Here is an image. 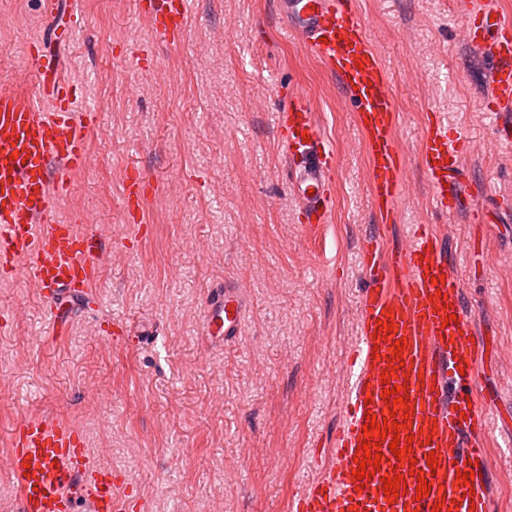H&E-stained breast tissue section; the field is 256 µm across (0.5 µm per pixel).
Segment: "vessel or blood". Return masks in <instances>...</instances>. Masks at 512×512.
I'll return each mask as SVG.
<instances>
[{"label": "vessel or blood", "mask_w": 512, "mask_h": 512, "mask_svg": "<svg viewBox=\"0 0 512 512\" xmlns=\"http://www.w3.org/2000/svg\"><path fill=\"white\" fill-rule=\"evenodd\" d=\"M291 27L305 47L333 72L361 120L371 164V191L382 219L395 220L403 203L404 159L394 140L395 106L387 70L366 36L364 18L351 0H281ZM157 41L181 43L193 18L192 0H140ZM470 41L487 46L492 58L490 93L485 109L503 115L497 126L501 142L512 144V20L493 8L472 12ZM36 68L50 82L40 101L0 92V276L27 273L48 304L61 294L91 298L101 271V243L90 228L60 222L58 213L71 192L70 177L90 161L89 137L95 110L75 111L62 63L43 40L29 45ZM279 135L288 154L291 189L300 201L298 222L307 233L327 223L333 208L334 154L316 123L308 98L284 94ZM423 174L444 212L471 208L462 181V152L457 138L436 114H429L421 144ZM150 179L132 168L121 198L124 223L142 221ZM367 286L360 299L358 355L349 369L350 386L335 448L314 458L317 477L288 502V512H490L485 480L490 454L481 443L489 403L476 391L477 363L484 346L462 306V284L448 271L442 242L431 225L412 227L407 248L387 251L379 242L362 248ZM242 297L233 288L218 292L206 307L203 334L208 341L239 336ZM389 315L393 331L377 337V322ZM454 323H446L448 315ZM405 338L402 360L409 374L400 376V397L408 401L410 431L387 433L379 450L380 468L358 483L354 472L363 457V427L368 414L383 418L394 409L385 402L381 375L390 352ZM412 442L415 474L394 502H386L384 475L403 474L389 449L394 438ZM438 456L428 469L429 453ZM5 467L14 479L20 512H74L76 503L90 512H127L129 495L121 474L96 464L80 435L50 417L30 418L10 433ZM473 473L469 485L458 473ZM431 491L417 497L418 479Z\"/></svg>", "instance_id": "1"}]
</instances>
